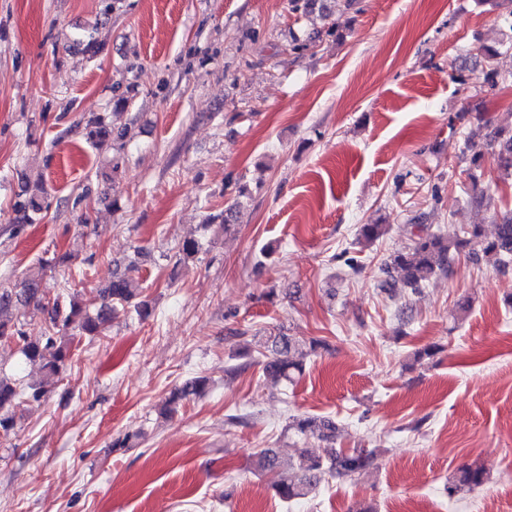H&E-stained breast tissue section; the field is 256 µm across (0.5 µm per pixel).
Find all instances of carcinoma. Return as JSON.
I'll return each instance as SVG.
<instances>
[{
    "mask_svg": "<svg viewBox=\"0 0 512 512\" xmlns=\"http://www.w3.org/2000/svg\"><path fill=\"white\" fill-rule=\"evenodd\" d=\"M292 11L304 15L317 13L326 17L330 6L326 0H290ZM88 55L97 56L102 47L91 32L75 38ZM129 135L128 128H116L105 122L104 117L95 116L87 121V141L95 149L119 144ZM490 147L497 157L499 170L512 177V128L497 129L490 136ZM24 200L17 203L16 211L22 213V223L15 225L16 230L23 225L32 224L36 216L44 210V190H33L24 186ZM411 233L410 244L393 253L381 268L385 275L381 288L396 287L394 275H400L404 286L416 293L422 284L437 274L451 272L455 257L463 254L475 262L486 261L507 268L512 262V211L504 216L495 227L492 236H487L480 224H471L462 230V234L452 238L431 232L425 225H415ZM387 231L385 224H363L357 234V242H373ZM202 245L194 240L184 241L179 250L180 263L196 259ZM143 293L142 286L132 282L122 274L115 273L112 281L94 295L83 296L72 293L68 296L56 295L48 299L39 284V278L27 276L21 282L18 291L0 292V308L10 305L13 300L32 305L40 310L51 311V321L45 334L38 341H30L22 327L11 321L0 320V343L16 344L29 362H38L48 381L59 378L65 362L70 359L76 348L75 339L79 336L98 335L112 322V317L126 310L132 301ZM324 346L320 339L311 341L309 350L298 347L292 338L275 336L272 340V354L262 362L263 373L271 379L291 382L303 373V361L311 352ZM206 380L195 377L187 380L166 402L163 412H177L180 402L203 394ZM22 393L16 386L0 377V436L7 437L16 426L14 408L20 404ZM294 428L301 434H316L327 442L334 440L336 424L330 419L297 417ZM375 456L363 450H344L326 448L324 455L315 456L303 450L298 455L295 471L292 474L278 469V456L275 450L263 448L255 455L254 467L259 474L271 478V485L278 498L285 505H292L316 492L329 481L351 477L374 465ZM486 480L485 469L475 463L464 464L448 480V496L481 487Z\"/></svg>",
    "mask_w": 512,
    "mask_h": 512,
    "instance_id": "cac0c4a2",
    "label": "carcinoma"
}]
</instances>
